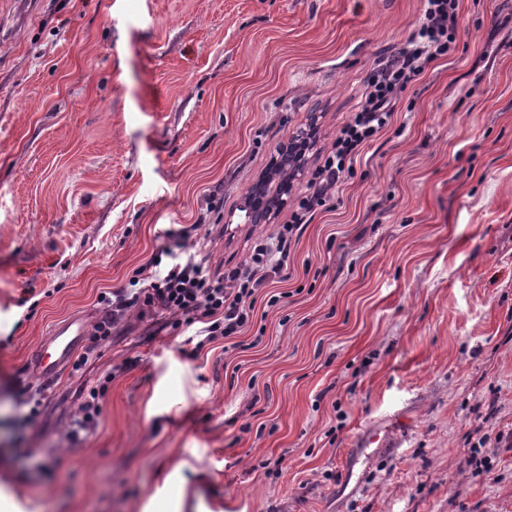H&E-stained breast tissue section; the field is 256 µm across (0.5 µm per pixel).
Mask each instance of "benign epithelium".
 <instances>
[{"label":"benign epithelium","instance_id":"obj_1","mask_svg":"<svg viewBox=\"0 0 512 512\" xmlns=\"http://www.w3.org/2000/svg\"><path fill=\"white\" fill-rule=\"evenodd\" d=\"M316 128L289 136L281 143L270 160L268 171L250 188L246 197V217L251 224H263L271 213L288 203L292 181L283 172L286 165L301 163L305 152L315 140Z\"/></svg>","mask_w":512,"mask_h":512}]
</instances>
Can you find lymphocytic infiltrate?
<instances>
[{
    "instance_id": "obj_1",
    "label": "lymphocytic infiltrate",
    "mask_w": 512,
    "mask_h": 512,
    "mask_svg": "<svg viewBox=\"0 0 512 512\" xmlns=\"http://www.w3.org/2000/svg\"><path fill=\"white\" fill-rule=\"evenodd\" d=\"M459 0H422L421 17L407 37L372 68L365 81L358 112L339 129L322 166L309 181L286 224L261 230L246 259L214 277L194 258L172 254L166 274H156L157 260L137 270L140 286L109 300L96 329L111 333L115 321L135 306H146L173 316V328L199 325L205 341L223 340L225 351L240 349L239 335L256 315V303L273 278L288 280L291 245L299 238L316 207L333 198L340 179L390 121L398 96L434 61L455 47Z\"/></svg>"
}]
</instances>
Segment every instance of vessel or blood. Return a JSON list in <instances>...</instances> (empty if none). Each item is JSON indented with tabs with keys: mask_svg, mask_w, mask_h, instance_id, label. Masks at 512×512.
<instances>
[{
	"mask_svg": "<svg viewBox=\"0 0 512 512\" xmlns=\"http://www.w3.org/2000/svg\"><path fill=\"white\" fill-rule=\"evenodd\" d=\"M87 333L88 324L81 318H69L53 324L30 355L35 377L45 385L57 381L84 348Z\"/></svg>",
	"mask_w": 512,
	"mask_h": 512,
	"instance_id": "b4317fda",
	"label": "vessel or blood"
}]
</instances>
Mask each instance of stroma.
<instances>
[{"label":"stroma","instance_id":"1","mask_svg":"<svg viewBox=\"0 0 512 512\" xmlns=\"http://www.w3.org/2000/svg\"><path fill=\"white\" fill-rule=\"evenodd\" d=\"M421 0H0V493L17 512H512V0H459L454 51L395 105L258 300L265 337L188 358L132 308L50 388L54 323L184 247L257 228L275 147L308 181ZM101 386L90 432L73 422ZM388 430L364 447L370 427ZM313 125V124H312ZM292 134L281 143L270 160L268 171L250 188L246 197V217L251 224L267 223L271 213L288 203L292 191V180H288L283 172H288L286 165L290 162L301 165L302 154L315 140L316 128ZM278 174V180L273 175ZM164 487L170 490V495L165 500L152 498L147 506L148 512H155L166 509H174L171 511H180L182 506L183 485L176 484L173 480V473L166 476Z\"/></svg>","mask_w":512,"mask_h":512}]
</instances>
